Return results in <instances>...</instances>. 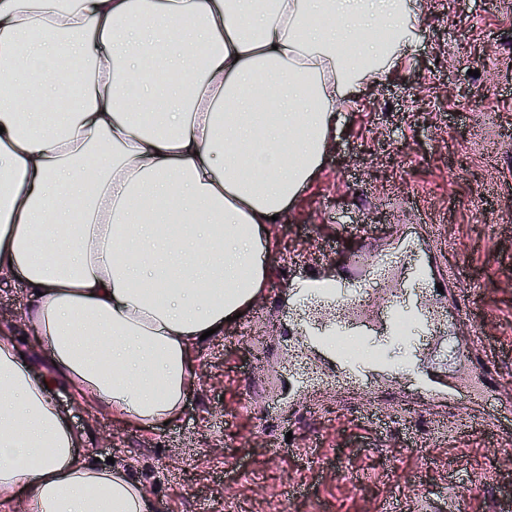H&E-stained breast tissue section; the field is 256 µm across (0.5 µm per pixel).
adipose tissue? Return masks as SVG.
Here are the masks:
<instances>
[{
  "label": "adipose tissue",
  "mask_w": 512,
  "mask_h": 512,
  "mask_svg": "<svg viewBox=\"0 0 512 512\" xmlns=\"http://www.w3.org/2000/svg\"><path fill=\"white\" fill-rule=\"evenodd\" d=\"M419 23L414 0H0V281L31 338L0 339L1 508L157 512L55 388L179 415L203 333L263 290L273 217Z\"/></svg>",
  "instance_id": "obj_1"
}]
</instances>
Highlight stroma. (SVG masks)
I'll use <instances>...</instances> for the list:
<instances>
[{
	"label": "stroma",
	"instance_id": "stroma-1",
	"mask_svg": "<svg viewBox=\"0 0 512 512\" xmlns=\"http://www.w3.org/2000/svg\"><path fill=\"white\" fill-rule=\"evenodd\" d=\"M342 112L312 182L273 225L263 292L197 354L180 416L134 428L59 388L55 401L92 457L114 458L160 512H512V433L463 429L480 407L465 395L412 394L404 366L421 357L454 386L473 331L498 356L496 400L512 403V9L495 0H425L406 62L365 81ZM358 256L357 265L346 262ZM427 264L421 299L465 302L437 335L377 332L392 373L336 393L297 392L292 372L332 374L301 354L318 298H288L299 274L339 278L386 262L392 278L361 282L366 320L379 321L412 260Z\"/></svg>",
	"mask_w": 512,
	"mask_h": 512
}]
</instances>
